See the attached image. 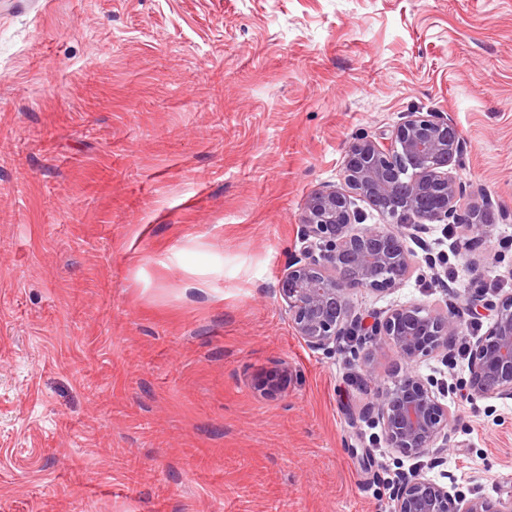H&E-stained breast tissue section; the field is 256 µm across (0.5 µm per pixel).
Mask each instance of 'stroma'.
<instances>
[{"mask_svg": "<svg viewBox=\"0 0 512 512\" xmlns=\"http://www.w3.org/2000/svg\"><path fill=\"white\" fill-rule=\"evenodd\" d=\"M408 112L456 123L460 208L492 198L493 223L431 224L354 313L512 294V0H0V512H389L412 471L511 488L512 399L469 400L467 360L419 361L454 431L403 455L358 417L396 350H311L276 291L309 195ZM291 377V370L289 369L287 362H282L274 373L261 380L259 384L260 391H263L266 395L276 393L288 384V379Z\"/></svg>", "mask_w": 512, "mask_h": 512, "instance_id": "obj_1", "label": "stroma"}]
</instances>
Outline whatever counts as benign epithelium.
<instances>
[{
	"label": "benign epithelium",
	"mask_w": 512,
	"mask_h": 512,
	"mask_svg": "<svg viewBox=\"0 0 512 512\" xmlns=\"http://www.w3.org/2000/svg\"><path fill=\"white\" fill-rule=\"evenodd\" d=\"M465 150L452 119L434 112H407L388 133L356 137L344 161V186L324 187L308 197L302 249L278 282L293 328L309 348L332 355L343 337L357 336L366 366L376 348L389 344L396 349L402 374L359 418L381 423L388 447L407 455L435 457L451 442V412L415 365L448 350L461 333L464 316L482 310L492 315L487 331L469 345L468 394L512 398V295L494 301L477 290L463 306L444 314L410 305L370 319L353 314L348 300L354 287L383 291L400 284L415 265V253L405 238L420 239L428 221L464 223L478 237L487 231L492 201L464 213L458 210L463 188L449 166ZM354 196L395 226L358 229L363 217L353 208ZM291 377L288 363L282 362L261 380L260 390L276 393ZM391 501V512H512V491L496 499H468L417 472L393 485Z\"/></svg>",
	"instance_id": "benign-epithelium-1"
}]
</instances>
